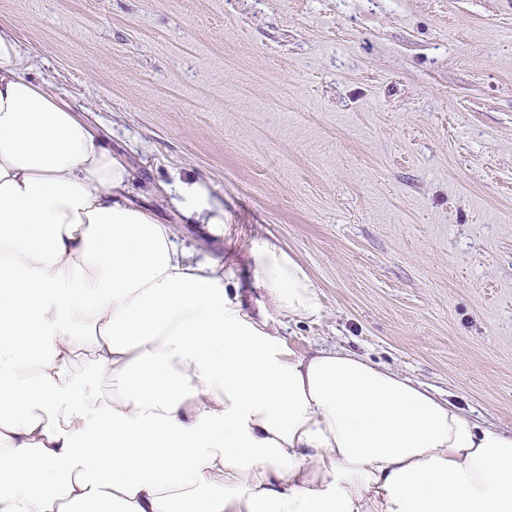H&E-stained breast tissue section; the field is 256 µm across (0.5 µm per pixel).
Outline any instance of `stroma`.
Segmentation results:
<instances>
[{
    "instance_id": "1",
    "label": "stroma",
    "mask_w": 512,
    "mask_h": 512,
    "mask_svg": "<svg viewBox=\"0 0 512 512\" xmlns=\"http://www.w3.org/2000/svg\"><path fill=\"white\" fill-rule=\"evenodd\" d=\"M135 194L243 308L278 244L323 294L287 348H344L512 432V0H0ZM200 178L217 241L166 190Z\"/></svg>"
}]
</instances>
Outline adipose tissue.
Instances as JSON below:
<instances>
[{"instance_id":"ef3b65f1","label":"adipose tissue","mask_w":512,"mask_h":512,"mask_svg":"<svg viewBox=\"0 0 512 512\" xmlns=\"http://www.w3.org/2000/svg\"><path fill=\"white\" fill-rule=\"evenodd\" d=\"M133 183L0 29V512H512V434L350 351H286ZM178 194L223 237L208 182ZM251 257L275 312L321 317L292 254Z\"/></svg>"}]
</instances>
